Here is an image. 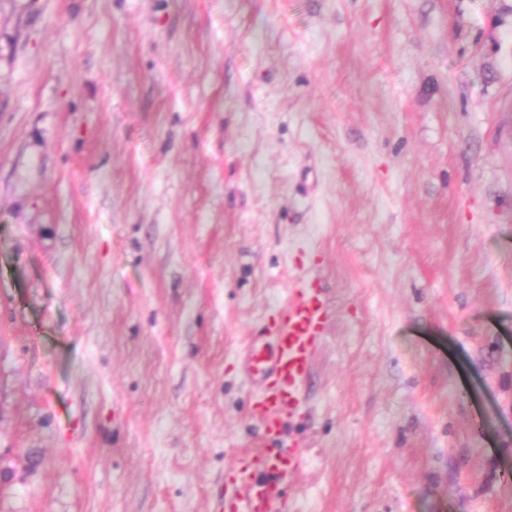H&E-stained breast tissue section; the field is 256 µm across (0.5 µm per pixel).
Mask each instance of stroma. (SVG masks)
I'll return each instance as SVG.
<instances>
[{
    "label": "stroma",
    "mask_w": 512,
    "mask_h": 512,
    "mask_svg": "<svg viewBox=\"0 0 512 512\" xmlns=\"http://www.w3.org/2000/svg\"><path fill=\"white\" fill-rule=\"evenodd\" d=\"M301 274V512H512V0H0V512H224Z\"/></svg>",
    "instance_id": "obj_1"
}]
</instances>
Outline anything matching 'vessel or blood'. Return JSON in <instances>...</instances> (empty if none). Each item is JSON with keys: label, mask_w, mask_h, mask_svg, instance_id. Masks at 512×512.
<instances>
[{"label": "vessel or blood", "mask_w": 512, "mask_h": 512, "mask_svg": "<svg viewBox=\"0 0 512 512\" xmlns=\"http://www.w3.org/2000/svg\"><path fill=\"white\" fill-rule=\"evenodd\" d=\"M328 320L324 290L302 284L291 290L267 328L268 342L252 340L244 355L249 375L260 385L249 416L259 425L258 448L238 455L224 485L226 512H298L299 475L307 454L304 443L282 447L287 421L296 416L311 376L314 355Z\"/></svg>", "instance_id": "1"}]
</instances>
